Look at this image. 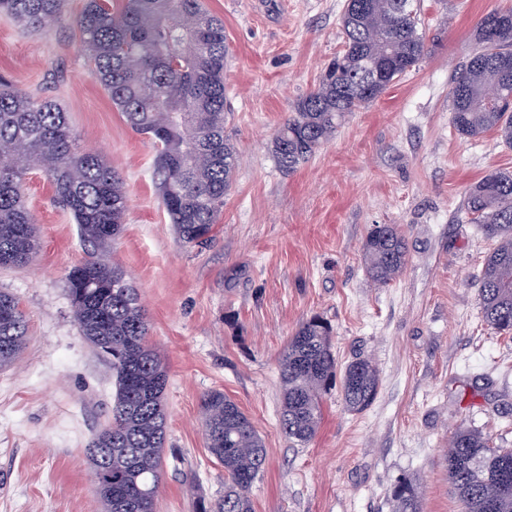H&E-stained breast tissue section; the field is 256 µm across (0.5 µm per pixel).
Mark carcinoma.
Wrapping results in <instances>:
<instances>
[{
	"label": "carcinoma",
	"instance_id": "1",
	"mask_svg": "<svg viewBox=\"0 0 512 512\" xmlns=\"http://www.w3.org/2000/svg\"><path fill=\"white\" fill-rule=\"evenodd\" d=\"M348 0L341 14L342 52L300 97L272 143L276 164L294 172L336 133L346 115L380 97L415 68L426 51L421 0ZM62 0H0V13L32 30L55 22ZM497 36L479 21L475 49L451 79L452 124L465 138L493 132L512 146V109L490 108L486 91H512V6ZM77 24L93 78L127 124L153 143V181L180 238H209L237 169L234 144L224 135V23L203 0H126L112 12L87 0ZM41 170L58 203L78 224L87 257L70 270L67 290L74 319L112 369V417L86 448L97 488L98 512H152L166 443V371L149 341L144 306L126 271L109 258L122 233L127 191L120 173L97 153L73 146L68 112L0 77V267L20 268L38 241L25 194L29 170ZM466 215L496 242L477 276L482 314L499 333L512 331V174L492 171L468 191ZM368 277L394 281L408 251L397 224H375L363 245ZM27 336L19 300L0 291V368L12 365ZM346 408L374 401L379 374L368 359L337 371L331 328L318 316L302 322L281 359V426L306 443L317 434L322 394L333 383ZM201 425L207 450L224 467V497L200 512H253L249 490L267 451L252 422L223 392L203 394ZM448 479L465 512H512V449L459 428L446 456ZM392 512H419L416 484L391 492Z\"/></svg>",
	"mask_w": 512,
	"mask_h": 512
}]
</instances>
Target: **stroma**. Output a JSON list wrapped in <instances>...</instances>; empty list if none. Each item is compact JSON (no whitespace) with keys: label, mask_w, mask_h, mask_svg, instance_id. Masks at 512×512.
I'll list each match as a JSON object with an SVG mask.
<instances>
[{"label":"stroma","mask_w":512,"mask_h":512,"mask_svg":"<svg viewBox=\"0 0 512 512\" xmlns=\"http://www.w3.org/2000/svg\"><path fill=\"white\" fill-rule=\"evenodd\" d=\"M508 1L423 0L424 59L286 174L273 139L342 51L345 0H205L224 23V130L238 165L203 244L180 241L151 176L150 140L92 76L77 25L86 0H64L35 33L0 15V76L58 101L76 148L103 155L128 188L110 257L138 290L168 377L156 512H195L197 500L224 495L200 422L209 390L239 405L267 450L254 512H392L404 480L417 485L420 512H464L445 464L456 428L512 448V337L483 321L476 282L494 243L463 214L474 182L512 173V147L491 132L461 137L449 98L481 17ZM25 191L40 247L25 267L0 269V289L28 319L25 349L0 370V512H95L85 448L111 415L113 379L66 291L86 249L41 171H29ZM375 224L399 225L410 254L384 288L362 260ZM315 314L332 328L339 366L370 359L379 387L360 412L328 390L316 436L300 444L280 425V357Z\"/></svg>","instance_id":"1"}]
</instances>
